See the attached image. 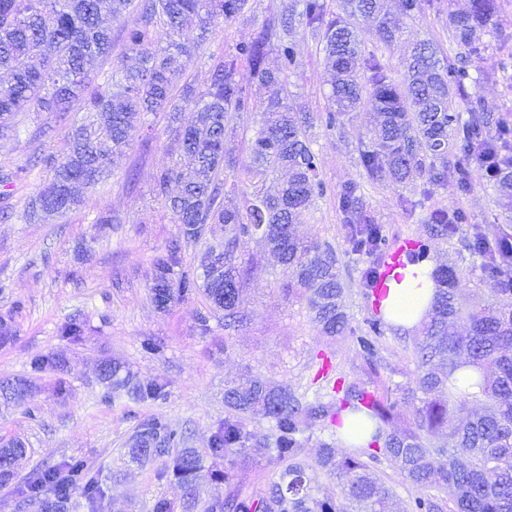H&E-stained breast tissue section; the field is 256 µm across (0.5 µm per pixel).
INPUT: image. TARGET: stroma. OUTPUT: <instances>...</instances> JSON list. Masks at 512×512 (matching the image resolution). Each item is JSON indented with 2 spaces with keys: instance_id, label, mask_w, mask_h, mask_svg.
Listing matches in <instances>:
<instances>
[{
  "instance_id": "1",
  "label": "stroma",
  "mask_w": 512,
  "mask_h": 512,
  "mask_svg": "<svg viewBox=\"0 0 512 512\" xmlns=\"http://www.w3.org/2000/svg\"><path fill=\"white\" fill-rule=\"evenodd\" d=\"M284 2L249 0L236 18L218 22L190 61L195 87L205 89L209 82L210 56L233 55L238 43L280 19ZM468 6L469 0H433L418 16H401L398 43L388 46L369 34L365 49L388 63L395 79H402L400 59L413 42L428 40L442 54L455 55L448 16ZM500 39L485 36L486 50L471 66L484 76L477 94L485 108L512 118V64L502 63ZM294 41L297 63L288 75L289 102L314 118L306 136L329 187L305 211L296 232L334 248L350 290L348 312L359 325L368 315L362 295L365 263L346 253L343 245L336 193L344 185L361 186L365 210L391 238L425 236L428 211L460 207L494 239L512 233V210L480 178L468 194L448 183L435 187L426 200L421 197L422 177L396 189L369 180L359 161V149L370 137L368 113H352L341 128L327 130L320 120L328 96L324 54L304 26L295 27ZM237 79L251 109L231 121L227 141L242 159L270 91L252 77L246 63H239ZM46 124L54 128L52 137L38 134ZM70 124L67 117L22 112L14 132L0 137V209L8 212L0 219V315H12L15 328L13 339L0 345V381L28 375L31 358L39 354L54 353L63 360L62 370L36 378L28 406L0 405V438L19 439L27 449L13 481L0 488V512H35L24 503L32 472L73 457L87 462L102 489L95 504L77 499L74 512H149L158 498L178 506L185 497L183 485L171 476L156 478L157 464H138L127 454L139 420L167 419L183 430L185 447L201 450L224 420L225 385H245L258 377L273 388L306 386L322 349L334 350L340 368L354 377H364V360L352 344L323 336L311 323L304 300L289 298L286 276L255 238L240 246L250 262L243 292L246 323L225 326L223 312L210 310L199 295L166 309L156 307L149 291L155 275L152 259L178 234L170 212L153 192L156 172L177 157L175 126L168 113L144 115L107 183L80 188L83 203L78 210L45 224L27 223L28 201L51 178L40 159L66 150ZM405 198L416 201V208H404ZM103 213L112 216L106 228L97 222ZM430 247L435 264L462 269L461 287H479L480 273L458 241L434 239ZM72 321L83 329L77 342L61 334ZM384 347L389 366L374 377L383 391L406 383L414 371L412 339L390 331ZM107 361L125 366L135 379L164 382L166 400L141 404L122 396L103 402L98 369Z\"/></svg>"
}]
</instances>
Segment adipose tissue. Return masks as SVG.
Listing matches in <instances>:
<instances>
[{"mask_svg":"<svg viewBox=\"0 0 512 512\" xmlns=\"http://www.w3.org/2000/svg\"><path fill=\"white\" fill-rule=\"evenodd\" d=\"M402 274L401 281L389 284L383 315L390 324L410 330L420 323L430 309L436 284L433 269L427 264L406 267Z\"/></svg>","mask_w":512,"mask_h":512,"instance_id":"adipose-tissue-1","label":"adipose tissue"}]
</instances>
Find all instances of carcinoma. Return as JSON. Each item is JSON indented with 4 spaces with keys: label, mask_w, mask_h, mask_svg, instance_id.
Masks as SVG:
<instances>
[{
    "label": "carcinoma",
    "mask_w": 512,
    "mask_h": 512,
    "mask_svg": "<svg viewBox=\"0 0 512 512\" xmlns=\"http://www.w3.org/2000/svg\"><path fill=\"white\" fill-rule=\"evenodd\" d=\"M104 0H0V71L9 81L0 86V133L14 130L20 112L66 115L76 110L66 152L48 155V186L29 202L26 219L41 222L78 209L79 178L95 186L109 177L112 166L128 146V135L145 112H174V91L182 89L194 104L193 121L176 128V141L187 169L180 163L164 167L156 182L179 235L153 257L155 277L150 292L164 309L193 294H201L224 318L242 322L245 288L238 248L245 238H259L289 275L288 293L305 295L312 320L327 337L349 338L369 372L383 365V339L389 324L380 316L382 300L375 287L385 277L391 245L381 225L373 224L360 202V186L344 185L336 194L343 218L347 252L369 260L364 272V297L371 315L353 327L346 312L347 288L339 275V260L330 244L303 241L296 223L315 198L327 192L320 162L305 138L310 116L294 112L280 89L296 58L290 31L293 21L316 32L329 75L331 106L325 124L336 128L345 116L367 108L376 115L375 137L360 151L367 174L399 187L419 172L428 197L434 186L448 180L467 194L476 171H484L490 187L512 203V122L487 112L467 93L476 82L461 56L439 58L430 43L415 45L402 61L401 82L374 54L365 52L359 21L373 20L374 34L391 46L399 27L385 12L383 0H343L342 13L326 18L325 0H291L281 17L282 32L265 27L253 40L236 46L231 58H211L210 83L195 91L186 70L200 45L181 41L184 24L197 19L199 41L212 25L241 14L248 0H112V10L135 15L124 29L125 42L139 55L131 67L117 66L102 73L112 54V29L101 20ZM498 0H471L470 10L450 18L453 37L468 56L484 49L481 35L499 31ZM276 41L280 66L270 69L266 57ZM240 61L247 62L261 84L275 88L262 106L259 128L248 143L249 162L240 163L226 143L228 114L249 111L236 80ZM466 101L458 107L456 98ZM286 168L288 181L274 189L243 190L239 202H225L227 173L245 183L276 168ZM180 186L167 196L171 183ZM429 236L458 239L488 285L493 302L478 301L483 289L467 293L459 287L453 267L434 271L437 291L414 339L415 372L397 387L400 397L379 393L369 383L350 380L334 364L335 353L316 355L311 384L313 395L286 384L271 389L256 378L250 386L224 388V423L212 436L206 455L224 460V479L241 456L258 454L281 468L280 481L258 495L237 489L224 503H205L197 479L203 455L180 448L182 435L162 418L138 424L129 453L141 461H162L156 477L173 475L186 488L188 512H389L396 497L394 483L412 487L409 512H512V238L489 240L462 209L427 213ZM212 224L224 225V246L209 256H224L219 276L182 269V242L199 241ZM407 265L430 259L428 243L418 238L401 256ZM467 323V333H448V325ZM62 360L36 355L35 374L57 371ZM112 392L124 390L135 401L155 403L166 397L165 384L142 383L122 366L109 364L98 374ZM12 388L5 402L24 405L32 396V381L21 377L6 382ZM413 406L403 426L388 423L401 405ZM259 410L270 423V434L256 442L244 416ZM363 416L372 424L370 440L338 455L337 428L345 415ZM330 431L321 453L309 462L304 446L315 431ZM26 454L24 444L0 443V485L8 484L15 466ZM383 466L393 477L378 473ZM325 470L343 478L336 495L312 493L315 473ZM434 493H429V490ZM28 496L37 512H71L75 496L93 501L99 493L88 464L72 459L62 467L45 468L31 478Z\"/></svg>",
    "instance_id": "obj_1"
}]
</instances>
